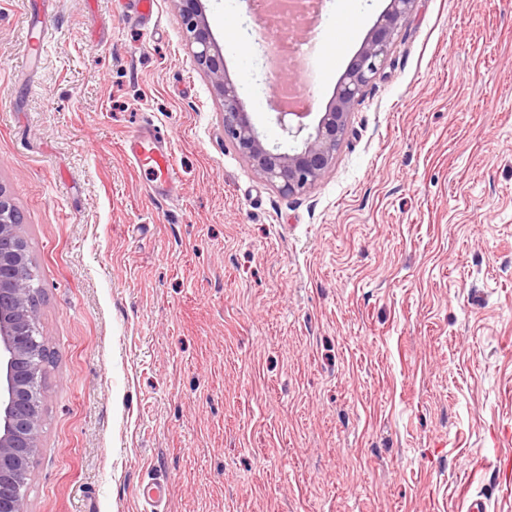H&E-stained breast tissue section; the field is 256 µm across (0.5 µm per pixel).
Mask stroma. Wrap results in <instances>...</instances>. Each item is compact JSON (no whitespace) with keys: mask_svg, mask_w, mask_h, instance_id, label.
Listing matches in <instances>:
<instances>
[{"mask_svg":"<svg viewBox=\"0 0 512 512\" xmlns=\"http://www.w3.org/2000/svg\"><path fill=\"white\" fill-rule=\"evenodd\" d=\"M388 0H323L325 111ZM0 0V185L40 279L27 512H462L512 448V0H418L329 175L285 196L224 139L174 0ZM270 143L252 0H204ZM175 161L154 198L122 140Z\"/></svg>","mask_w":512,"mask_h":512,"instance_id":"obj_1","label":"stroma"}]
</instances>
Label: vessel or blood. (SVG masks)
I'll use <instances>...</instances> for the list:
<instances>
[{
	"label": "vessel or blood",
	"mask_w": 512,
	"mask_h": 512,
	"mask_svg": "<svg viewBox=\"0 0 512 512\" xmlns=\"http://www.w3.org/2000/svg\"><path fill=\"white\" fill-rule=\"evenodd\" d=\"M123 151L132 164L143 171L152 196H165L168 186L175 178L167 140L160 130L141 127L123 140Z\"/></svg>",
	"instance_id": "obj_1"
}]
</instances>
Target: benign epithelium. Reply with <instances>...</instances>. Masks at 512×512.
<instances>
[{
  "instance_id": "7a95c632",
  "label": "benign epithelium",
  "mask_w": 512,
  "mask_h": 512,
  "mask_svg": "<svg viewBox=\"0 0 512 512\" xmlns=\"http://www.w3.org/2000/svg\"><path fill=\"white\" fill-rule=\"evenodd\" d=\"M177 3L192 59L207 76L222 106L224 138L261 178L294 196L322 181L336 164L350 115L364 88L381 72L417 0H389L381 20L337 83L336 95L317 125L307 113L287 110L283 97L298 90L294 75L277 78L275 121L295 146H269L241 107L237 87L224 72L202 0ZM21 215L0 185V512H27L25 484L40 437V381L46 348L39 330V288L20 233Z\"/></svg>"
}]
</instances>
